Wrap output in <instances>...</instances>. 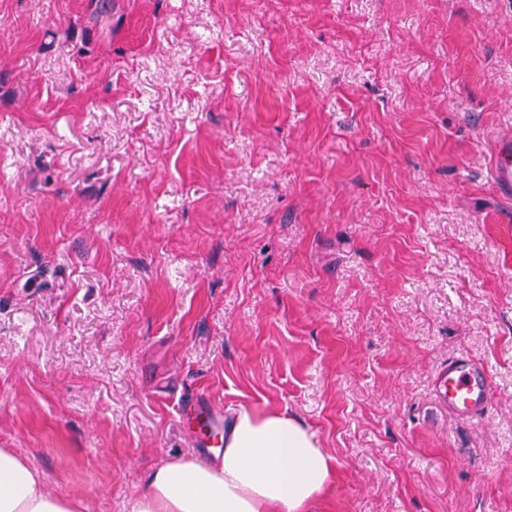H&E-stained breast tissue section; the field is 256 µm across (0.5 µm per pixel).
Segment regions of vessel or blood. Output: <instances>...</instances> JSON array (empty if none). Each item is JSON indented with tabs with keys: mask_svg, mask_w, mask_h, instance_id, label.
<instances>
[{
	"mask_svg": "<svg viewBox=\"0 0 512 512\" xmlns=\"http://www.w3.org/2000/svg\"><path fill=\"white\" fill-rule=\"evenodd\" d=\"M492 177L504 193L512 192V138L498 139L493 157ZM438 403L456 417L471 420L491 403V385L487 368L467 357L452 359L440 368L433 382ZM185 418L201 422L202 447L209 448L224 438V410L203 387H196L179 398Z\"/></svg>",
	"mask_w": 512,
	"mask_h": 512,
	"instance_id": "obj_1",
	"label": "vessel or blood"
}]
</instances>
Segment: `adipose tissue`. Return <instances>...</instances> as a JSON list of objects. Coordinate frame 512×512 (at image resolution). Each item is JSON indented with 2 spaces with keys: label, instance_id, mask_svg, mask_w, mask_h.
<instances>
[{
  "label": "adipose tissue",
  "instance_id": "ef3b65f1",
  "mask_svg": "<svg viewBox=\"0 0 512 512\" xmlns=\"http://www.w3.org/2000/svg\"><path fill=\"white\" fill-rule=\"evenodd\" d=\"M333 458L307 427L279 411L235 410L215 463L177 458L153 469L132 512H306L330 484ZM49 492L40 471L0 448V512H81Z\"/></svg>",
  "mask_w": 512,
  "mask_h": 512
}]
</instances>
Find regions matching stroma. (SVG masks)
<instances>
[{
  "label": "stroma",
  "mask_w": 512,
  "mask_h": 512,
  "mask_svg": "<svg viewBox=\"0 0 512 512\" xmlns=\"http://www.w3.org/2000/svg\"><path fill=\"white\" fill-rule=\"evenodd\" d=\"M89 4L0 0V448L131 512L191 384L315 433L309 512H512V0ZM492 177L495 186L502 192H512V138L498 139L494 149ZM433 392L438 403L450 414L472 420L491 403L488 370L469 357H457L436 373Z\"/></svg>",
  "instance_id": "stroma-1"
}]
</instances>
